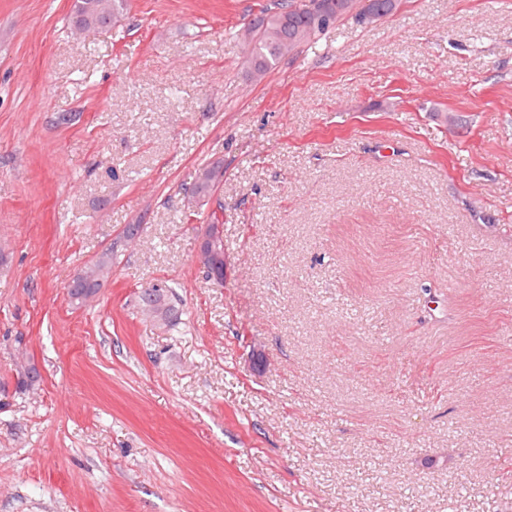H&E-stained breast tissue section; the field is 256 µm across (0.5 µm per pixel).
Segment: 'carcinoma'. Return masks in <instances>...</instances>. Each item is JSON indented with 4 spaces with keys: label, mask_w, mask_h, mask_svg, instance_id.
I'll use <instances>...</instances> for the list:
<instances>
[{
    "label": "carcinoma",
    "mask_w": 512,
    "mask_h": 512,
    "mask_svg": "<svg viewBox=\"0 0 512 512\" xmlns=\"http://www.w3.org/2000/svg\"><path fill=\"white\" fill-rule=\"evenodd\" d=\"M99 0H75L73 22L82 27H103L116 23L127 10V0H112V17L98 14ZM401 0H282L281 8L264 11L248 23L246 63L253 78L260 80L274 70L280 60L302 46H313L320 36L343 19L370 24L379 16L399 10ZM224 177L212 171L206 183H195L192 192L210 195Z\"/></svg>",
    "instance_id": "obj_1"
}]
</instances>
